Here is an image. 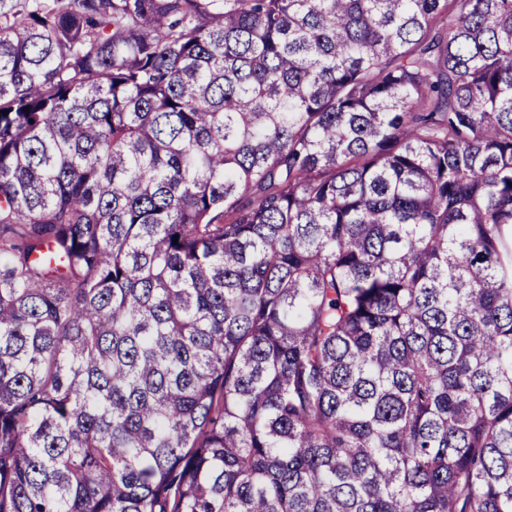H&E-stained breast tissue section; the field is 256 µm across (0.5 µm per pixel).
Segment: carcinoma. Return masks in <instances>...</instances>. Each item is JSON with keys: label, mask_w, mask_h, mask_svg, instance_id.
I'll return each mask as SVG.
<instances>
[{"label": "carcinoma", "mask_w": 512, "mask_h": 512, "mask_svg": "<svg viewBox=\"0 0 512 512\" xmlns=\"http://www.w3.org/2000/svg\"><path fill=\"white\" fill-rule=\"evenodd\" d=\"M0 512H512V0L0 11Z\"/></svg>", "instance_id": "obj_1"}]
</instances>
